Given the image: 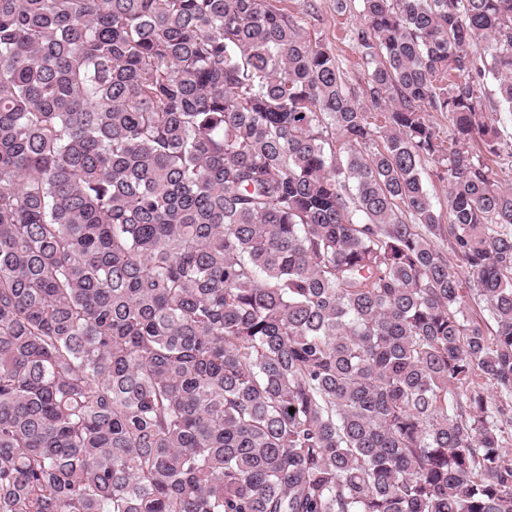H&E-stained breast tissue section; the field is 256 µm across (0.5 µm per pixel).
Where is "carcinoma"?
Returning a JSON list of instances; mask_svg holds the SVG:
<instances>
[{"instance_id": "1", "label": "carcinoma", "mask_w": 512, "mask_h": 512, "mask_svg": "<svg viewBox=\"0 0 512 512\" xmlns=\"http://www.w3.org/2000/svg\"><path fill=\"white\" fill-rule=\"evenodd\" d=\"M361 2L0 0V512H512V0ZM278 8L293 16L312 39L319 38L336 56L344 74L347 92L364 98L367 70L361 50L350 37V30L360 25V1L343 0H275ZM424 184L438 212L441 213L442 223H448V183L438 178L440 165L434 162H426L424 165Z\"/></svg>"}]
</instances>
